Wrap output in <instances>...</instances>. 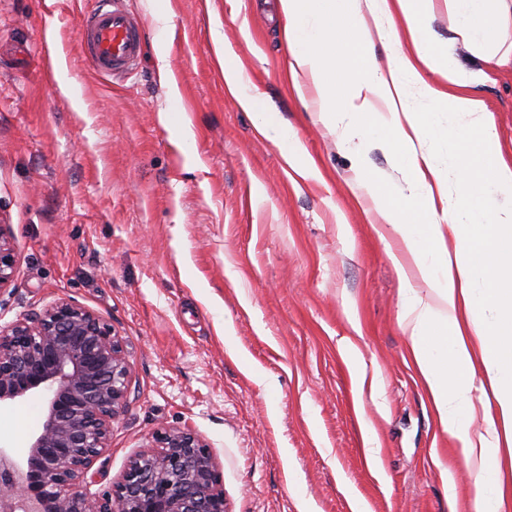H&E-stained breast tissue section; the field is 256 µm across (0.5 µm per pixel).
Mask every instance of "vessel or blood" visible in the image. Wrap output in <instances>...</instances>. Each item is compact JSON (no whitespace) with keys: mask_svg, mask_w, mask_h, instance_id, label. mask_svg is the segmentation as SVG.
Instances as JSON below:
<instances>
[{"mask_svg":"<svg viewBox=\"0 0 512 512\" xmlns=\"http://www.w3.org/2000/svg\"><path fill=\"white\" fill-rule=\"evenodd\" d=\"M78 39L90 68L108 76L132 71L144 51L139 24L126 0H96L83 16Z\"/></svg>","mask_w":512,"mask_h":512,"instance_id":"obj_1","label":"vessel or blood"}]
</instances>
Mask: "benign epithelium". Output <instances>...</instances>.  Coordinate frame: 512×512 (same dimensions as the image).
I'll use <instances>...</instances> for the list:
<instances>
[{"instance_id": "obj_1", "label": "benign epithelium", "mask_w": 512, "mask_h": 512, "mask_svg": "<svg viewBox=\"0 0 512 512\" xmlns=\"http://www.w3.org/2000/svg\"><path fill=\"white\" fill-rule=\"evenodd\" d=\"M14 273L0 224V290ZM35 393L46 397L47 412L26 471L0 450V512H224L215 457L188 427L157 429L151 449L130 460L110 491H83L130 393L123 342L93 311L61 298L0 327V407Z\"/></svg>"}]
</instances>
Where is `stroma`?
Instances as JSON below:
<instances>
[{"label":"stroma","instance_id":"35a3bbf8","mask_svg":"<svg viewBox=\"0 0 512 512\" xmlns=\"http://www.w3.org/2000/svg\"><path fill=\"white\" fill-rule=\"evenodd\" d=\"M93 5L0 0V224L16 259L0 326L66 297L112 325L130 369L86 492L109 490L158 428L188 427L216 458L226 512H469L400 326L401 241L358 171L395 199L402 163L325 126L312 79L290 72L276 0H127L145 51L113 77L78 49ZM426 24L512 160V64L471 50L450 0ZM43 36L73 93L44 79ZM228 55L318 176L254 125ZM360 370L378 375L382 405L358 396ZM44 414L39 394L1 409L0 448L23 451Z\"/></svg>","mask_w":512,"mask_h":512}]
</instances>
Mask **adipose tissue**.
I'll return each instance as SVG.
<instances>
[{"label": "adipose tissue", "mask_w": 512, "mask_h": 512, "mask_svg": "<svg viewBox=\"0 0 512 512\" xmlns=\"http://www.w3.org/2000/svg\"><path fill=\"white\" fill-rule=\"evenodd\" d=\"M427 0H278L287 21L290 68L308 73L327 125L344 121L351 136L398 148L408 170V193L394 203L375 178L366 184L386 223L397 231L428 293L403 290L401 325L412 363L437 422L457 442L456 453L473 478L471 512H512V289L503 287L512 264V204L490 207L495 193L512 191V162L502 155L485 103L444 58L423 21ZM455 26L476 50L512 61V45L496 39L507 0H453ZM388 22L385 38L406 42L387 68L370 55L363 10ZM404 27H397V20ZM343 38L354 57L342 75H331L328 52ZM443 83L429 85L425 72ZM227 85L257 127L279 141L289 161L300 143L261 94L246 90L238 66L224 69ZM422 86L431 110L411 107L408 85ZM383 111H375V103ZM447 114L448 126L439 123ZM431 143L429 153L417 145ZM456 171V196L434 201L444 181L440 159ZM486 428L471 431L475 418Z\"/></svg>", "instance_id": "adipose-tissue-1"}]
</instances>
